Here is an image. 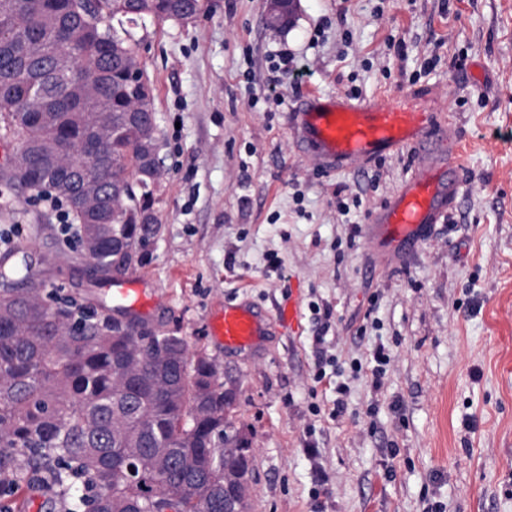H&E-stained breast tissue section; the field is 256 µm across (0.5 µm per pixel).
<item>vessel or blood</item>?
<instances>
[{"label":"vessel or blood","mask_w":512,"mask_h":512,"mask_svg":"<svg viewBox=\"0 0 512 512\" xmlns=\"http://www.w3.org/2000/svg\"><path fill=\"white\" fill-rule=\"evenodd\" d=\"M431 100L423 93L402 95L391 104L362 101L342 94L308 95L295 114V129L305 156L330 170H358L372 160L418 144L432 126ZM439 150L421 155L414 180L376 214L371 236L391 249L410 250L422 231L445 222L457 188L439 181L441 167L457 168L459 144L439 137ZM145 294L133 276L115 277L112 304L138 312ZM266 329L255 310L227 306L212 333L231 349L252 347Z\"/></svg>","instance_id":"1"}]
</instances>
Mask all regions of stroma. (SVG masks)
Returning a JSON list of instances; mask_svg holds the SVG:
<instances>
[{"label":"stroma","mask_w":512,"mask_h":512,"mask_svg":"<svg viewBox=\"0 0 512 512\" xmlns=\"http://www.w3.org/2000/svg\"><path fill=\"white\" fill-rule=\"evenodd\" d=\"M265 13L266 0H207L188 23L133 31L162 159L160 234L133 272L140 316L220 364L253 437L250 512H512V0H298L284 31ZM280 53L294 70L273 88ZM422 89L452 117L460 167L441 177L461 185L450 222L388 254L369 227L433 141L328 170L289 113L312 90ZM342 190L360 200L347 215ZM1 224L18 225L37 277L82 291L84 260L38 195L0 181ZM243 302L270 326L252 350L225 349L211 325ZM378 341L391 363L374 383L350 363L369 365ZM320 349L342 372L318 384Z\"/></svg>","instance_id":"obj_1"}]
</instances>
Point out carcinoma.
Segmentation results:
<instances>
[{
    "label": "carcinoma",
    "instance_id": "carcinoma-1",
    "mask_svg": "<svg viewBox=\"0 0 512 512\" xmlns=\"http://www.w3.org/2000/svg\"><path fill=\"white\" fill-rule=\"evenodd\" d=\"M204 0H0L5 174L66 200L94 299L59 301L16 246L0 257V512L33 482L59 512H224V476L254 477L222 371L188 337L116 315L114 275L146 265L160 226L154 89L123 25Z\"/></svg>",
    "mask_w": 512,
    "mask_h": 512
}]
</instances>
